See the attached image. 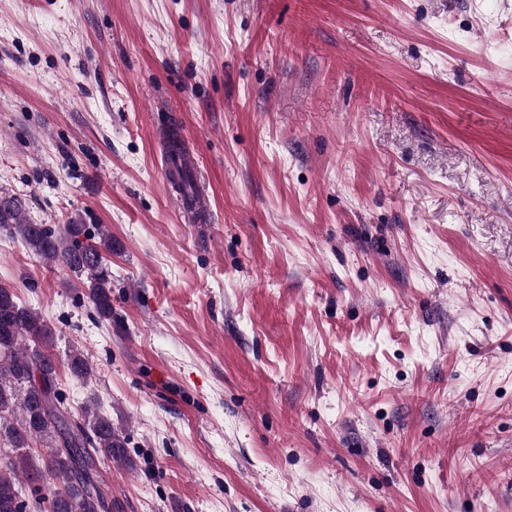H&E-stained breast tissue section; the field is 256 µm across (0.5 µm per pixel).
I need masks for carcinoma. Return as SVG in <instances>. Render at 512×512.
Masks as SVG:
<instances>
[{
  "label": "carcinoma",
  "mask_w": 512,
  "mask_h": 512,
  "mask_svg": "<svg viewBox=\"0 0 512 512\" xmlns=\"http://www.w3.org/2000/svg\"><path fill=\"white\" fill-rule=\"evenodd\" d=\"M0 230L17 236L37 256L86 278V298L98 318L112 324V270L118 248L100 225L75 220L54 230L33 224L20 198L0 195ZM53 331L44 318L0 286V512H118L101 469L125 457L126 436L112 418L85 405L73 414L58 388L60 360L50 352ZM70 374L86 379L92 366L79 350L67 355ZM43 452L35 456V444Z\"/></svg>",
  "instance_id": "obj_1"
}]
</instances>
